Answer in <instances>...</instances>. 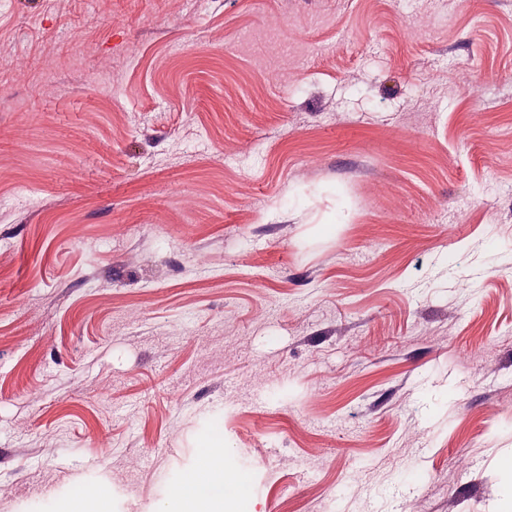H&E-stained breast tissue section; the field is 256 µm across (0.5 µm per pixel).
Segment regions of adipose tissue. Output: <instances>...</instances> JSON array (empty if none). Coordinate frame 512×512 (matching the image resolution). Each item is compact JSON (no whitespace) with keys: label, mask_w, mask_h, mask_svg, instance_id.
<instances>
[{"label":"adipose tissue","mask_w":512,"mask_h":512,"mask_svg":"<svg viewBox=\"0 0 512 512\" xmlns=\"http://www.w3.org/2000/svg\"><path fill=\"white\" fill-rule=\"evenodd\" d=\"M245 481L224 464V441L214 436L208 443L203 459V474L178 487L175 497L180 512H224L226 498L243 491Z\"/></svg>","instance_id":"obj_1"}]
</instances>
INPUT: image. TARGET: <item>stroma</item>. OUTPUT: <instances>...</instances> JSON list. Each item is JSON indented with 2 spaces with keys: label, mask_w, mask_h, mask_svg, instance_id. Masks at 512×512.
Listing matches in <instances>:
<instances>
[{
  "label": "stroma",
  "mask_w": 512,
  "mask_h": 512,
  "mask_svg": "<svg viewBox=\"0 0 512 512\" xmlns=\"http://www.w3.org/2000/svg\"><path fill=\"white\" fill-rule=\"evenodd\" d=\"M0 512L512 502V0H0ZM244 478L224 465V441L216 434L206 446L203 475L175 490L179 512H224L226 498L244 490ZM104 498L105 490L99 486H79L66 503L63 512H106L102 509Z\"/></svg>",
  "instance_id": "35a3bbf8"
}]
</instances>
